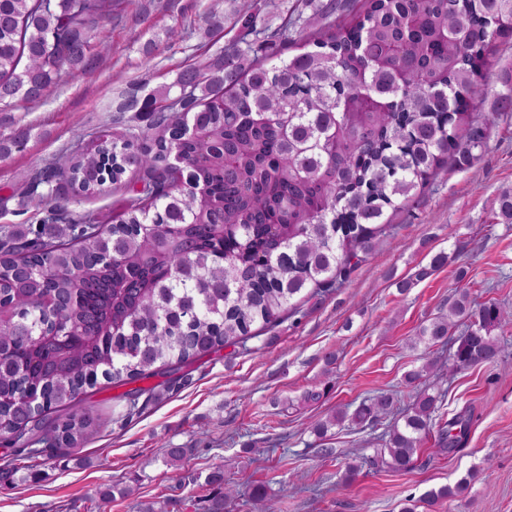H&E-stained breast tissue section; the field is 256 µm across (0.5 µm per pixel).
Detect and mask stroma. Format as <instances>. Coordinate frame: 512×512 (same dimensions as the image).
Instances as JSON below:
<instances>
[{"instance_id": "obj_1", "label": "stroma", "mask_w": 512, "mask_h": 512, "mask_svg": "<svg viewBox=\"0 0 512 512\" xmlns=\"http://www.w3.org/2000/svg\"><path fill=\"white\" fill-rule=\"evenodd\" d=\"M211 3L127 0L104 24L111 52L93 72L81 78L61 73L53 99L22 102L0 114L2 133L14 122L31 129L25 149L0 160V197L9 199L0 224L26 219L14 194L19 173L90 143L113 125L125 96H144L223 48L230 37L226 24L210 36L199 30L186 42H166L168 28L197 21ZM505 189H512L510 115L497 117L470 166L448 168L394 216L367 261L332 291L297 300L295 314L243 344L141 380L144 388L173 384L169 399L130 417L126 386L90 390L86 405L101 427L79 450V462L47 468L35 485L0 487V512H139L167 500L178 512H207L205 478L218 463L242 490L225 512H259L248 496L257 483L265 485L274 512H401L407 504L416 512H512V325L495 332L501 347L495 363L405 384L407 372L429 360L447 363L453 353L449 344L413 348L409 341L426 320L447 310L456 287L477 301L512 306V226L491 221ZM449 249L459 253L455 262L399 292L398 280ZM415 389L438 396L439 422L468 418L458 448H440L430 437L412 470L363 471L349 482L348 465L357 453L373 454L382 427L339 429L334 457L320 456L311 421L378 391L406 398ZM171 446L188 450L177 470L163 461ZM464 478L470 481L464 498L423 504L427 492ZM111 486L133 493L102 499L101 490Z\"/></svg>"}]
</instances>
